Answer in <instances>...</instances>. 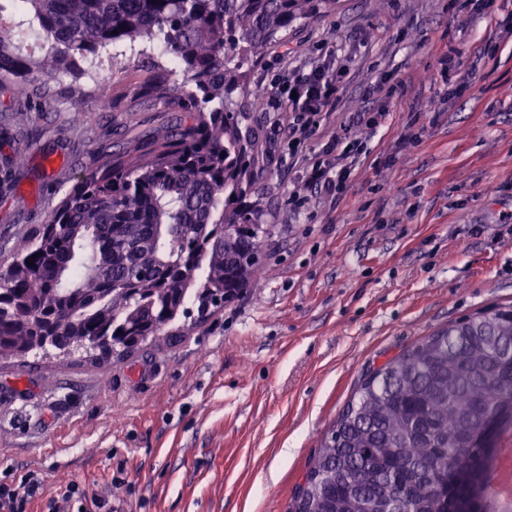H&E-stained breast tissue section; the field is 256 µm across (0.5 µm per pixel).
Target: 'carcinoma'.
<instances>
[{"label": "carcinoma", "instance_id": "1", "mask_svg": "<svg viewBox=\"0 0 512 512\" xmlns=\"http://www.w3.org/2000/svg\"><path fill=\"white\" fill-rule=\"evenodd\" d=\"M22 2L25 18L0 24V77L21 94L46 105L59 75L77 78L106 52L113 77L161 39L177 67L150 63L131 103L182 115L92 156L50 213L55 230L35 231L0 265V357H24L43 336L67 353L102 335L126 351L181 316L205 318L247 285L270 235L247 204L259 145L233 101L241 69L336 0ZM29 33L44 41L37 56L17 52ZM495 414L508 439L494 461L512 457L511 305L450 324L376 369L327 431L289 512H450Z\"/></svg>", "mask_w": 512, "mask_h": 512}]
</instances>
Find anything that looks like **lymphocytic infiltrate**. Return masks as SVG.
<instances>
[{
  "label": "lymphocytic infiltrate",
  "instance_id": "1",
  "mask_svg": "<svg viewBox=\"0 0 512 512\" xmlns=\"http://www.w3.org/2000/svg\"><path fill=\"white\" fill-rule=\"evenodd\" d=\"M341 77L340 71L318 64L306 73L285 69L271 84L272 98L288 131V157L299 165L301 172V185L288 198L294 209H302L314 199L339 200L352 173L353 161L363 152L360 141L347 140V132L357 126H378L365 113H354L341 123L339 130L329 132L321 153L306 154L307 143L320 126L319 116L336 109ZM43 492L42 481L30 473L15 482H0V512H27L30 502Z\"/></svg>",
  "mask_w": 512,
  "mask_h": 512
}]
</instances>
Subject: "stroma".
<instances>
[{
	"label": "stroma",
	"mask_w": 512,
	"mask_h": 512,
	"mask_svg": "<svg viewBox=\"0 0 512 512\" xmlns=\"http://www.w3.org/2000/svg\"><path fill=\"white\" fill-rule=\"evenodd\" d=\"M460 0H338L297 21L248 68L243 99L262 136L250 200L271 235L233 301L171 342L95 360L36 350L0 358V479L69 481L112 512H288L322 439L362 380L429 334L512 304V0L494 18ZM455 54L447 82L438 60ZM289 55L331 60L344 76L324 129L353 112L387 113L355 130L362 154L337 202L294 215L281 115L267 89ZM129 67L101 106L60 97L26 107L0 79V257L41 227L93 154L124 131L171 122L172 106L130 111ZM388 80L391 94L368 98ZM92 113L85 122L83 112Z\"/></svg>",
	"instance_id": "stroma-1"
}]
</instances>
